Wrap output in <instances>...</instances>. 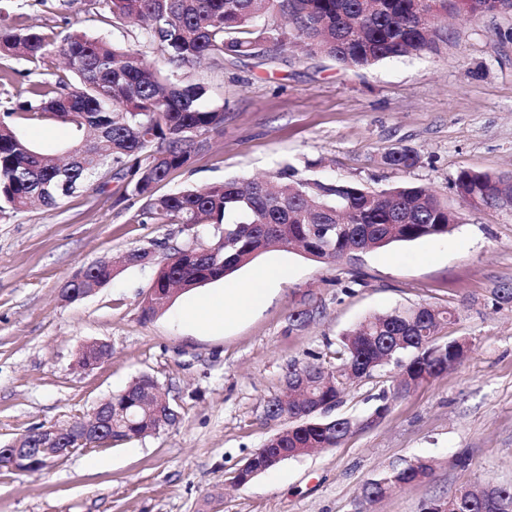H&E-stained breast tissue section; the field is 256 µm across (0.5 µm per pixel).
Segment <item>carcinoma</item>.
I'll return each mask as SVG.
<instances>
[{
  "instance_id": "obj_1",
  "label": "carcinoma",
  "mask_w": 512,
  "mask_h": 512,
  "mask_svg": "<svg viewBox=\"0 0 512 512\" xmlns=\"http://www.w3.org/2000/svg\"><path fill=\"white\" fill-rule=\"evenodd\" d=\"M115 24L133 26L138 36L110 44L74 30L66 35L50 26H0V54L17 57L38 70L60 59L54 81H29L6 115L29 113L71 127L75 141L68 158L34 150L13 125L0 122V218L15 216L34 203L55 207L115 172L119 199L145 200L139 222H169L193 230L213 226L212 239L181 250L158 268L146 316L163 309L172 294L223 279L272 245L299 247L337 264L359 252L384 248L448 232L457 215L421 186L369 190L346 181L324 182L298 176L293 166L283 181L214 183L203 190L159 194L157 186L183 167L191 152L204 147L205 135L224 127V109L203 105L207 87L186 83L180 69L205 62L216 69L240 57H263L304 45L344 68L366 69L382 61L434 52L436 22L452 11L473 18L488 14L490 0H103ZM157 51L168 64L163 71L148 60ZM419 161L408 147L391 150L384 162L407 170ZM462 206L512 208V175L461 171L454 183ZM112 271L86 268L85 284L102 287ZM450 308L423 305L373 316L336 342V363L328 368L315 355L288 366L285 379L307 377L306 396L267 402V420L282 421L265 448L294 457L313 448H337L354 423L349 418L315 416L311 406L334 409L359 369L371 377L388 357L401 368L381 399L404 397L423 383L459 364L467 343H437L440 329L456 321ZM172 413L157 418L137 401L135 388L112 395V440L144 438L173 426ZM432 466L405 462L366 483L369 501L391 489L421 481ZM447 512H512V486L487 484L475 491L458 489L433 502Z\"/></svg>"
}]
</instances>
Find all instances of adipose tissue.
<instances>
[{
  "label": "adipose tissue",
  "instance_id": "obj_1",
  "mask_svg": "<svg viewBox=\"0 0 512 512\" xmlns=\"http://www.w3.org/2000/svg\"><path fill=\"white\" fill-rule=\"evenodd\" d=\"M279 276L280 273L276 269H261L256 276L257 287L243 286L224 289L220 297L199 302L188 312L187 317L212 326L224 324L225 320L231 317H245L262 296V283L276 280Z\"/></svg>",
  "mask_w": 512,
  "mask_h": 512
}]
</instances>
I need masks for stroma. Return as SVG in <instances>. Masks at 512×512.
Listing matches in <instances>:
<instances>
[{"instance_id": "obj_1", "label": "stroma", "mask_w": 512, "mask_h": 512, "mask_svg": "<svg viewBox=\"0 0 512 512\" xmlns=\"http://www.w3.org/2000/svg\"><path fill=\"white\" fill-rule=\"evenodd\" d=\"M98 0H0V24L80 30L114 43L134 30L102 18ZM208 87L206 105L224 110V128L159 185L166 194L227 179L279 180L285 165L301 177L336 179L380 191L429 187L458 209L453 182L464 169L512 171V16L448 19L437 49L353 71L292 49L224 69L183 68ZM36 150L61 154L74 135L51 120L12 116ZM419 154L405 171L383 162L394 148ZM143 206L120 198L117 181L34 206L0 220V446L62 426L98 402L153 376L177 406L175 426L100 448L76 450L35 472L0 468V512H424L464 485L512 486V306L492 292L512 286V209L467 212L446 234L397 242L328 264L271 248L231 276L172 296L155 315L143 306L157 267L193 245L180 224L136 220ZM154 247L152 265L121 264ZM114 261L112 281L67 301L63 284L78 270ZM281 276L247 317L212 327L183 313L257 269ZM434 305L457 320L438 336L469 342L464 361L377 415L388 372L353 383L335 413L356 427L337 448L279 463L242 486L232 478L276 432L267 402L280 394L288 364L322 356L364 318ZM316 307L290 327L293 312ZM110 355L79 364L83 348ZM468 455L459 467V455ZM90 458L102 467L87 466ZM424 459L432 475L369 502L363 486L401 461Z\"/></svg>"}]
</instances>
